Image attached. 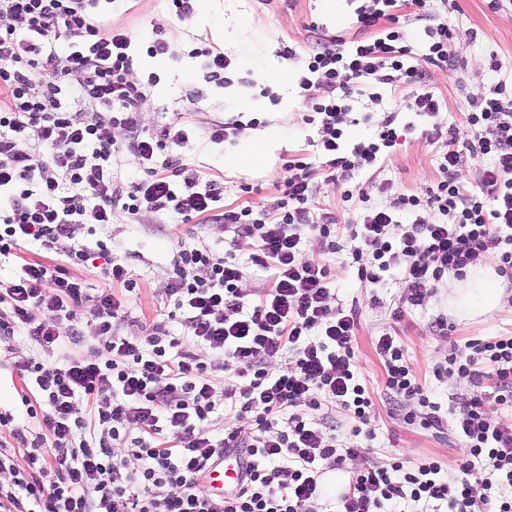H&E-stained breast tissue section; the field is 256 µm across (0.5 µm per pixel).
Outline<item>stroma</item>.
Wrapping results in <instances>:
<instances>
[{
	"label": "stroma",
	"mask_w": 512,
	"mask_h": 512,
	"mask_svg": "<svg viewBox=\"0 0 512 512\" xmlns=\"http://www.w3.org/2000/svg\"><path fill=\"white\" fill-rule=\"evenodd\" d=\"M456 2V11L450 12L442 0H428L422 9L415 0H398L395 28L403 33V43L415 60L421 61L423 83L438 97L440 109L432 119L416 115L409 108L412 88L406 84L353 85L341 125L343 153L375 139L379 122L390 112L396 113L395 125L403 134L375 166H355L343 182L326 178L320 125L312 120L318 95L302 90L299 78L321 33L352 37L361 0H199L194 16L186 21L176 18L166 0H114L111 16L113 28L132 36L135 71L148 83L138 112L140 136L153 137L164 128L187 130L194 146L181 153L180 162L187 175L223 184L224 207L246 206L257 217L274 214L289 176L288 161L300 159L314 168L316 194L309 220L320 223L323 214L330 212L340 230L335 248L322 251L308 245L302 257L326 263L337 302L359 310L355 361L375 403L367 425L372 433L369 445L379 459L434 458L451 480L459 476L457 461L463 454L452 422H444L439 432L407 425L404 408L384 393V367L374 344L383 333L397 336L418 381L435 393L447 412L474 388L464 380L438 382L434 365L468 340L512 336V306L469 316L456 311L450 302L453 291L471 286L480 273L476 267L465 277L449 278L420 306L407 304L408 283L402 270L385 273L378 285L361 283L347 227L362 223L371 210L390 208L397 194L426 196L440 178L436 130H453L462 153V180L476 181L494 162L493 155L470 149L472 129L466 114L497 78L512 77V10L493 9L490 0ZM446 20L457 32L453 65L423 63L430 30ZM156 35L169 42V55H147L143 43ZM197 48L228 54L234 64L211 75L201 58L194 56ZM493 58L502 65L500 73L488 68ZM237 116L244 118L245 125L236 137L220 144L210 142L213 123ZM273 124L280 138L271 152L245 170L225 167V156L260 140ZM382 183L388 184V192H378ZM361 189L368 195L367 202L355 197L344 200V191ZM107 233L112 247L128 257V276L135 284V321L127 331L134 335L140 324L155 319L164 301L163 289L179 242H200L240 262L250 254L248 246L233 244L231 233L206 216L144 213L137 222L110 225ZM399 308L404 316L397 321L393 314ZM16 350L29 356L39 353L27 337L0 332V412L23 419L34 430L38 423L26 417L21 401L27 389L14 366Z\"/></svg>",
	"instance_id": "stroma-1"
}]
</instances>
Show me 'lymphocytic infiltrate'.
I'll list each match as a JSON object with an SVG mask.
<instances>
[{
    "mask_svg": "<svg viewBox=\"0 0 512 512\" xmlns=\"http://www.w3.org/2000/svg\"><path fill=\"white\" fill-rule=\"evenodd\" d=\"M102 0H0V257L22 245L56 249L60 260H26L0 285V331L19 332L42 350L60 348L79 333L76 310L90 304L97 347L58 362L23 357L15 366L34 394L23 397L38 418L28 435L14 416L0 427L25 447L0 448V472L13 483L0 491V512H324L321 479L361 459L339 512H392L403 501L445 502L448 512H512V420L491 406L512 402V336L473 339L437 363L439 382L468 379L475 391L454 425L464 453L458 479L442 464L394 458L379 461L369 447L337 444L329 434L335 410L368 423L374 403L360 380L354 341L358 311L337 303L330 271L300 260L307 242L327 247L332 213L308 219L315 174L293 160L280 211L272 221L249 208L218 210V182L196 188L175 156L155 163L166 145L185 149V131L136 136L144 91L134 75L132 41L114 31ZM397 0H364L349 52L342 37H325L310 57L303 90L320 89L315 108L328 167L349 174L353 158L376 163L399 135L394 115L377 141L340 154V116L350 82L411 83L402 34L391 28ZM504 81L467 115L480 152L494 155L477 184L461 181V157L441 156V180L427 200L397 195L392 208L373 211L350 238L360 281L378 283L402 268L411 305L421 304L448 276H464L486 256L512 281V96ZM87 112L76 120L73 108ZM138 160L126 184L112 179L119 138ZM31 141L22 150L19 139ZM428 204L437 220L417 217ZM185 217L217 213L236 242L253 247L252 261L271 272L262 288L244 291L243 265L210 247L181 243L164 293L174 309L142 335L125 334L131 315L127 261L103 240L88 241L90 225L134 218L141 210ZM412 223L401 222V215ZM101 260L109 286L90 293L72 270ZM320 339H313V332ZM375 350L385 389L403 407H421L423 428L443 425L442 406L418 382L397 337H378ZM290 367L277 369L284 354ZM492 379L481 391L482 379ZM88 403V418L77 415ZM238 455L240 485L218 496L204 477L217 461ZM483 496H475V486Z\"/></svg>",
    "mask_w": 512,
    "mask_h": 512,
    "instance_id": "obj_1",
    "label": "lymphocytic infiltrate"
}]
</instances>
